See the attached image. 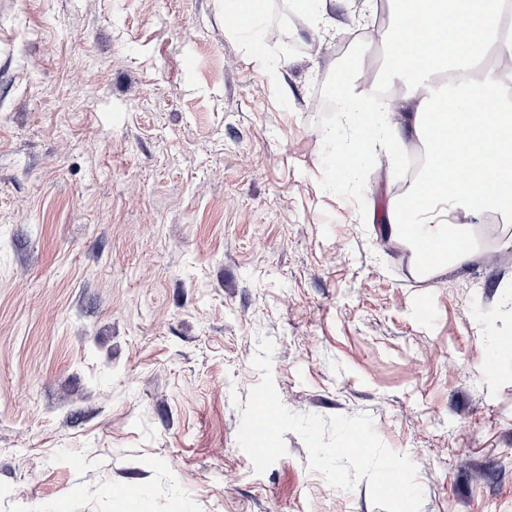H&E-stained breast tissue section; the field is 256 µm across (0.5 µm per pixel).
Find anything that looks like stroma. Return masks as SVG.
<instances>
[{"label": "stroma", "instance_id": "stroma-1", "mask_svg": "<svg viewBox=\"0 0 512 512\" xmlns=\"http://www.w3.org/2000/svg\"><path fill=\"white\" fill-rule=\"evenodd\" d=\"M266 0L270 85L222 0H0V512H383L294 432L237 443L262 378L284 406L369 414L421 512H512V214L431 277L385 234L393 154L324 111L344 36L384 73L390 0Z\"/></svg>", "mask_w": 512, "mask_h": 512}]
</instances>
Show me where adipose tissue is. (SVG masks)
<instances>
[{
    "mask_svg": "<svg viewBox=\"0 0 512 512\" xmlns=\"http://www.w3.org/2000/svg\"><path fill=\"white\" fill-rule=\"evenodd\" d=\"M504 3L393 0L388 74L421 84L435 72L475 66L492 51L512 58V25L502 23ZM232 32L261 62L269 82H276L278 65L266 51L264 0H253L248 27ZM460 84L455 91L428 90L405 128L384 121L351 83L337 88L343 115L358 133V155L390 148L405 131L430 152L421 186L394 201L387 226L390 238L415 253L427 276L450 264H466L476 251L472 227L454 219L456 209L470 216L491 209L512 212V103L501 100L492 75L464 78Z\"/></svg>",
    "mask_w": 512,
    "mask_h": 512,
    "instance_id": "ef3b65f1",
    "label": "adipose tissue"
}]
</instances>
